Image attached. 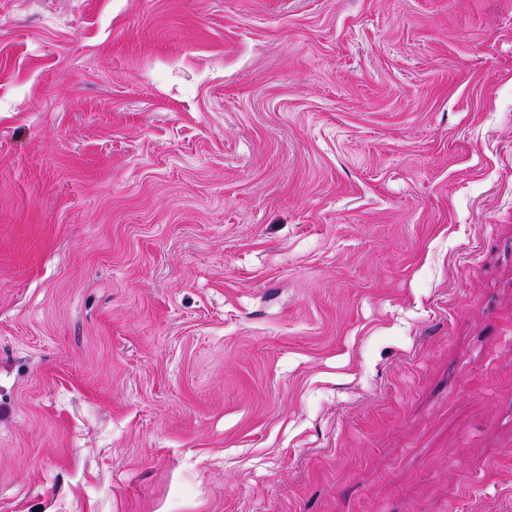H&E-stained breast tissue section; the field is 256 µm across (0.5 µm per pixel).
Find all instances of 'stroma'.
I'll return each instance as SVG.
<instances>
[{
  "label": "stroma",
  "mask_w": 512,
  "mask_h": 512,
  "mask_svg": "<svg viewBox=\"0 0 512 512\" xmlns=\"http://www.w3.org/2000/svg\"><path fill=\"white\" fill-rule=\"evenodd\" d=\"M0 512H512V0H0Z\"/></svg>",
  "instance_id": "obj_1"
}]
</instances>
